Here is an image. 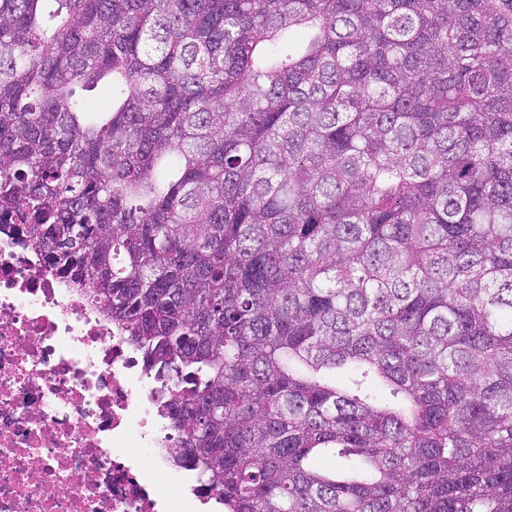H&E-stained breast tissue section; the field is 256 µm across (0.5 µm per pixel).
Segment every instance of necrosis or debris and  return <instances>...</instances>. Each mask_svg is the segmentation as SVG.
Instances as JSON below:
<instances>
[{"label": "necrosis or debris", "mask_w": 512, "mask_h": 512, "mask_svg": "<svg viewBox=\"0 0 512 512\" xmlns=\"http://www.w3.org/2000/svg\"><path fill=\"white\" fill-rule=\"evenodd\" d=\"M127 336L0 218V512H197Z\"/></svg>", "instance_id": "obj_1"}]
</instances>
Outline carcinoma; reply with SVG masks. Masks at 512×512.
Masks as SVG:
<instances>
[{"mask_svg":"<svg viewBox=\"0 0 512 512\" xmlns=\"http://www.w3.org/2000/svg\"><path fill=\"white\" fill-rule=\"evenodd\" d=\"M0 215L224 512H512V0H0Z\"/></svg>","mask_w":512,"mask_h":512,"instance_id":"carcinoma-1","label":"carcinoma"}]
</instances>
